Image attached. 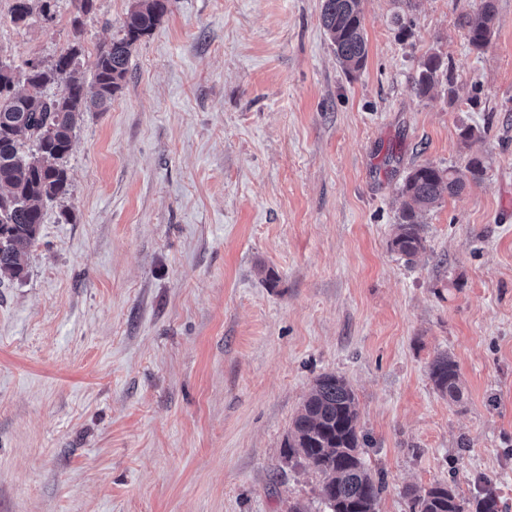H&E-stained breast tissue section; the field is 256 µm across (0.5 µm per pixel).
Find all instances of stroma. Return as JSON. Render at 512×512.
<instances>
[{"label":"stroma","mask_w":512,"mask_h":512,"mask_svg":"<svg viewBox=\"0 0 512 512\" xmlns=\"http://www.w3.org/2000/svg\"><path fill=\"white\" fill-rule=\"evenodd\" d=\"M134 3L51 0L18 25L0 0V61L75 46L91 76ZM321 4L172 0L83 113L69 192L0 283V512H326L283 448L326 372L357 397L378 512L489 480L512 512V0L480 51L460 24L480 0H362L351 75ZM434 53L454 81L416 96ZM474 156L483 179L423 217L405 262L406 176ZM441 352L460 402L429 378Z\"/></svg>","instance_id":"35a3bbf8"}]
</instances>
